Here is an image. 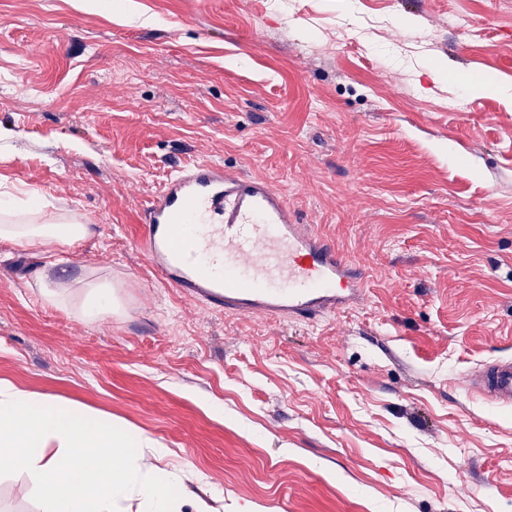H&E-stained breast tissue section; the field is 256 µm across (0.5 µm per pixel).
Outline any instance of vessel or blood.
I'll return each mask as SVG.
<instances>
[{"mask_svg": "<svg viewBox=\"0 0 512 512\" xmlns=\"http://www.w3.org/2000/svg\"><path fill=\"white\" fill-rule=\"evenodd\" d=\"M142 250L162 284L232 315L313 320L361 305L368 291L365 272L268 180L208 160L176 170L151 197ZM470 389L512 407V359L482 364Z\"/></svg>", "mask_w": 512, "mask_h": 512, "instance_id": "1", "label": "vessel or blood"}]
</instances>
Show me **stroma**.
Returning <instances> with one entry per match:
<instances>
[{"label":"stroma","mask_w":512,"mask_h":512,"mask_svg":"<svg viewBox=\"0 0 512 512\" xmlns=\"http://www.w3.org/2000/svg\"><path fill=\"white\" fill-rule=\"evenodd\" d=\"M131 2L151 23L0 0V200L96 226L0 241V380L154 439L214 512H512V407L464 383L512 358V102L465 89L512 82V0ZM199 159L271 181L366 301L289 322L161 284L143 209ZM28 484L0 512H43ZM116 306L115 289H112L108 283H98L87 289L81 306V314L85 319L94 321Z\"/></svg>","instance_id":"obj_1"}]
</instances>
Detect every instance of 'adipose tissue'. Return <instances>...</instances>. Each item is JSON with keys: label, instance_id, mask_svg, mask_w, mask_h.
Here are the masks:
<instances>
[{"label": "adipose tissue", "instance_id": "ef3b65f1", "mask_svg": "<svg viewBox=\"0 0 512 512\" xmlns=\"http://www.w3.org/2000/svg\"><path fill=\"white\" fill-rule=\"evenodd\" d=\"M30 210L35 223L14 224L0 203V239L72 244L95 232L82 217L46 218L39 203ZM162 454L152 439L123 423L74 412L51 396L0 380V473L24 472L32 485L51 487L45 512H124L135 498L148 512H208L200 495L159 467Z\"/></svg>", "mask_w": 512, "mask_h": 512}]
</instances>
